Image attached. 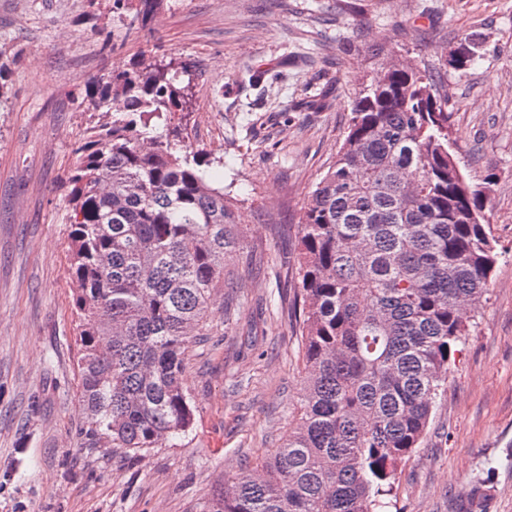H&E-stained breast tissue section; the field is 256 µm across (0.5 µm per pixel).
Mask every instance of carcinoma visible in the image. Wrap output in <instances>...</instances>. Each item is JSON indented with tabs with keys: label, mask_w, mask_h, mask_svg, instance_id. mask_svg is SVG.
Segmentation results:
<instances>
[{
	"label": "carcinoma",
	"mask_w": 512,
	"mask_h": 512,
	"mask_svg": "<svg viewBox=\"0 0 512 512\" xmlns=\"http://www.w3.org/2000/svg\"><path fill=\"white\" fill-rule=\"evenodd\" d=\"M166 0H112V25L145 32ZM191 73L141 57L97 78L73 149L67 203L80 394L105 448L176 445L196 409L188 349L224 287L239 219L208 160L180 139ZM486 195L462 174L433 80L396 64L355 100L333 164L299 221L306 395L281 446L205 512H385L445 391L466 308L497 264Z\"/></svg>",
	"instance_id": "1"
}]
</instances>
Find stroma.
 Masks as SVG:
<instances>
[{
    "instance_id": "1",
    "label": "stroma",
    "mask_w": 512,
    "mask_h": 512,
    "mask_svg": "<svg viewBox=\"0 0 512 512\" xmlns=\"http://www.w3.org/2000/svg\"><path fill=\"white\" fill-rule=\"evenodd\" d=\"M110 5L0 0V512H203L279 448L304 386L299 278L283 261L355 98L398 60L439 83L500 257L390 509L512 512V0H168L112 49L111 28L83 22ZM464 39L478 57L457 71L446 56ZM144 53L190 66L186 141L241 224L209 334L187 355L193 431L135 453L86 432L65 195L86 85Z\"/></svg>"
}]
</instances>
